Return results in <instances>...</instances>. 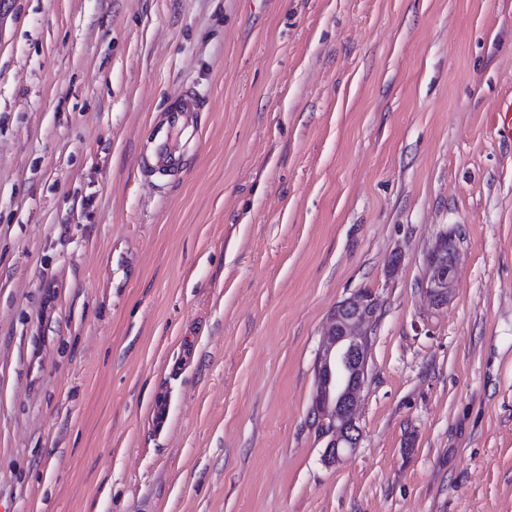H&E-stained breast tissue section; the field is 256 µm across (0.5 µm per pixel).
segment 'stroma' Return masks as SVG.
<instances>
[{
	"label": "stroma",
	"mask_w": 512,
	"mask_h": 512,
	"mask_svg": "<svg viewBox=\"0 0 512 512\" xmlns=\"http://www.w3.org/2000/svg\"><path fill=\"white\" fill-rule=\"evenodd\" d=\"M511 100L512 0H0V512H512ZM361 292L331 465L315 362ZM205 102L201 95L182 89L169 98L159 121L152 128V153L141 154L147 180L156 186H167L180 180L186 155L201 141V116ZM456 260L457 251L454 244L451 243L448 247L444 239L437 242L429 255L423 290L436 307L448 303V296L454 283ZM375 308L370 293L341 302L322 335L313 414L322 425L330 423L324 451L328 464L339 463L360 438L356 412L368 377V329Z\"/></svg>",
	"instance_id": "35a3bbf8"
}]
</instances>
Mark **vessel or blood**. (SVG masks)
Instances as JSON below:
<instances>
[{
    "instance_id": "obj_1",
    "label": "vessel or blood",
    "mask_w": 512,
    "mask_h": 512,
    "mask_svg": "<svg viewBox=\"0 0 512 512\" xmlns=\"http://www.w3.org/2000/svg\"><path fill=\"white\" fill-rule=\"evenodd\" d=\"M205 102L201 95L183 89L172 95L151 131V153L140 160L147 180L167 186L180 180L189 152L201 141V116Z\"/></svg>"
}]
</instances>
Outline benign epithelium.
I'll return each mask as SVG.
<instances>
[{
    "label": "benign epithelium",
    "instance_id": "7a95c632",
    "mask_svg": "<svg viewBox=\"0 0 512 512\" xmlns=\"http://www.w3.org/2000/svg\"><path fill=\"white\" fill-rule=\"evenodd\" d=\"M457 251L439 240L428 258L424 293L436 307L448 303L453 287ZM376 302L361 293L336 306L316 358V390L313 414L330 425L324 459L340 462L357 446L361 429L356 412L368 377V329Z\"/></svg>",
    "mask_w": 512,
    "mask_h": 512
}]
</instances>
